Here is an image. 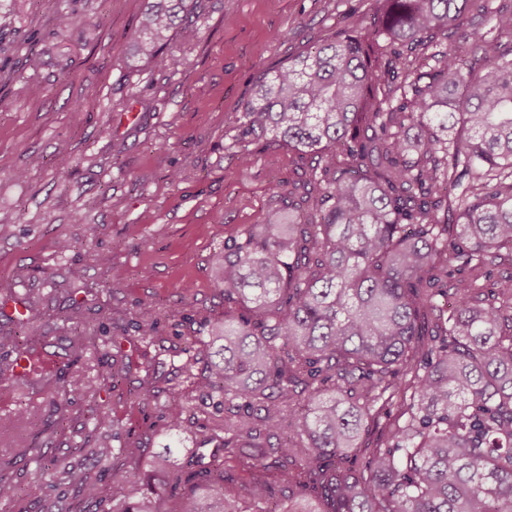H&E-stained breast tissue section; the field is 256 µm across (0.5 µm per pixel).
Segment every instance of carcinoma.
I'll return each instance as SVG.
<instances>
[{"label":"carcinoma","mask_w":512,"mask_h":512,"mask_svg":"<svg viewBox=\"0 0 512 512\" xmlns=\"http://www.w3.org/2000/svg\"><path fill=\"white\" fill-rule=\"evenodd\" d=\"M378 24L338 35L262 74L240 119L314 163L280 224L243 230L213 255L224 319L197 338L204 373L182 370L224 402V442L244 455L250 497L272 495L262 438L288 512H512V278L482 291L473 278L512 250V49L475 58L477 32L444 48L447 32L485 0H379ZM194 0H156L136 47L162 68V46L186 38ZM512 36V13L490 16ZM33 342L0 362V382L46 384ZM26 358L28 369L18 370ZM82 378L63 391L92 402ZM396 408V414L387 408ZM172 444L112 481L114 512H161L182 482L197 492L178 512H240L213 460L170 468ZM107 460L140 456L101 446ZM40 480L72 478L97 500L95 479L35 460ZM0 461V501L18 491ZM103 501L97 500V507Z\"/></svg>","instance_id":"1"}]
</instances>
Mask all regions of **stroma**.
Returning a JSON list of instances; mask_svg holds the SVG:
<instances>
[{
	"label": "stroma",
	"mask_w": 512,
	"mask_h": 512,
	"mask_svg": "<svg viewBox=\"0 0 512 512\" xmlns=\"http://www.w3.org/2000/svg\"><path fill=\"white\" fill-rule=\"evenodd\" d=\"M147 0H8L0 9V336L15 307L28 309L36 338L50 358L44 392L22 394L0 383V413L21 411L0 434V456L39 449L45 460L81 464L109 496L113 476L129 460L96 466L76 446L135 443L145 452L166 443L179 413L190 439L178 456L185 472L220 460L224 489L242 512H283V493L256 503L235 450L214 435L224 406L182 374L190 357L204 360L197 341L204 321L224 315V293L211 256L245 227L280 215L275 185L299 182L307 160L269 139H246L238 118L259 76L337 33L371 23L375 0H197L186 19L197 36L173 33L165 53L177 71L130 54ZM70 17L57 26L58 9ZM39 55L38 69L26 64ZM82 102V111L72 109ZM251 161L241 167L239 152ZM71 156L57 170L60 151ZM67 240L69 251L57 243ZM110 267H100L99 255ZM121 280H113V270ZM154 304L151 340L141 338L137 312ZM77 313L95 345L69 347ZM131 371L103 381L101 399L119 424L85 438L86 400L60 402L75 375L105 373L111 356ZM31 512H95L73 481L47 487L32 467L11 470Z\"/></svg>",
	"instance_id": "1"
}]
</instances>
